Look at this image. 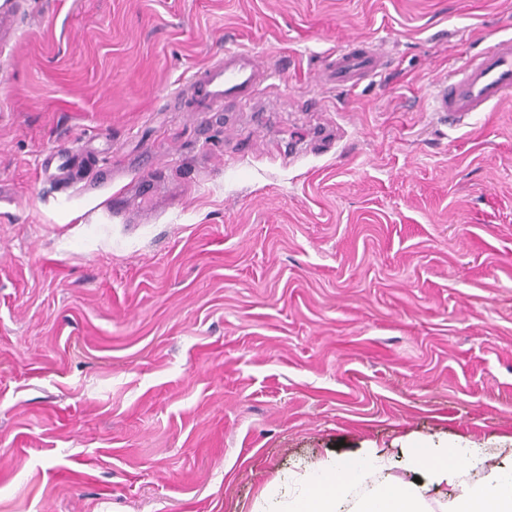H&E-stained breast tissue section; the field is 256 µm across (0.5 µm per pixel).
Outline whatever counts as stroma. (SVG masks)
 <instances>
[{"instance_id": "1", "label": "stroma", "mask_w": 512, "mask_h": 512, "mask_svg": "<svg viewBox=\"0 0 512 512\" xmlns=\"http://www.w3.org/2000/svg\"><path fill=\"white\" fill-rule=\"evenodd\" d=\"M512 0H26L0 49V512H251L336 446L512 464ZM389 70L344 90L349 42ZM272 76L170 111L225 47ZM70 170L39 180L43 155ZM512 93V36L494 39L479 58L466 57L431 93V112H447L462 124L473 112H486Z\"/></svg>"}]
</instances>
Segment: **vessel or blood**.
I'll return each mask as SVG.
<instances>
[{
	"label": "vessel or blood",
	"instance_id": "vessel-or-blood-1",
	"mask_svg": "<svg viewBox=\"0 0 512 512\" xmlns=\"http://www.w3.org/2000/svg\"><path fill=\"white\" fill-rule=\"evenodd\" d=\"M21 14V0H0V44L16 42ZM386 63L385 54L377 48L349 45L332 58L330 76L337 85L351 88L361 79L379 76ZM266 77L267 69L257 56L228 50L192 74L183 93L195 98L198 111L207 112L229 101L244 100ZM511 94L512 36L504 35L490 42L479 58H465L449 72L447 80L434 85L432 109L447 113L460 124Z\"/></svg>",
	"mask_w": 512,
	"mask_h": 512
}]
</instances>
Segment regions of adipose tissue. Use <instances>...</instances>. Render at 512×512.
I'll list each match as a JSON object with an SVG mask.
<instances>
[{
	"label": "adipose tissue",
	"instance_id": "ef3b65f1",
	"mask_svg": "<svg viewBox=\"0 0 512 512\" xmlns=\"http://www.w3.org/2000/svg\"><path fill=\"white\" fill-rule=\"evenodd\" d=\"M392 465L369 447L327 455L288 489L268 485L252 512H512V468L491 465L485 449L414 437L400 461L405 478L390 477ZM472 472L479 480L468 481Z\"/></svg>",
	"mask_w": 512,
	"mask_h": 512
}]
</instances>
